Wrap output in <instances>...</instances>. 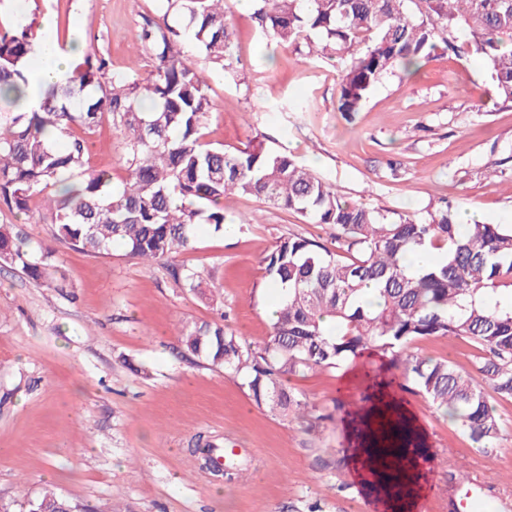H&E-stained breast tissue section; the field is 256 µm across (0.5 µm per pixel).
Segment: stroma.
Returning a JSON list of instances; mask_svg holds the SVG:
<instances>
[{
    "label": "stroma",
    "mask_w": 512,
    "mask_h": 512,
    "mask_svg": "<svg viewBox=\"0 0 512 512\" xmlns=\"http://www.w3.org/2000/svg\"><path fill=\"white\" fill-rule=\"evenodd\" d=\"M26 16L61 46L79 38L112 73L144 79L151 60L135 53L159 0H28ZM240 75L209 76L214 108L206 139L234 150L263 142L285 149L346 201L423 216L447 200L456 213L512 225V107L498 103L473 55L445 51L414 74L383 77L360 111L337 109L339 64L288 46L273 62L250 10L224 0ZM87 163L127 171L110 119L88 135ZM241 231L200 228L172 261L144 264L120 246L90 256L56 240L41 216L17 224L31 244L49 247L66 289L34 286L0 263V512H26L50 490L96 512H367L371 488L348 481L346 460L367 428L350 419L361 400H398L418 420L432 458L415 491L428 512H457L463 479L488 485L491 512H512V402L494 401L501 432L486 456L399 371L374 382L372 352L340 368L288 379L315 417H283L257 406L238 379L201 358L181 357L178 327L223 319L251 344L269 334L277 298L263 257L284 237L332 245L333 229L249 195L226 198ZM200 275L189 290L175 269ZM225 442L248 460L245 479L194 469L197 437ZM348 488H341V481Z\"/></svg>",
    "instance_id": "stroma-1"
}]
</instances>
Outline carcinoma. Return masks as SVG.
I'll return each mask as SVG.
<instances>
[{
    "mask_svg": "<svg viewBox=\"0 0 512 512\" xmlns=\"http://www.w3.org/2000/svg\"><path fill=\"white\" fill-rule=\"evenodd\" d=\"M161 20H146L139 42L153 62L143 81L110 71L86 55L72 72L28 101L29 62L39 40L28 25L0 32V203L19 213L49 212L56 239L88 255L113 245L144 262L169 261L193 247L201 226L230 232L224 199L247 194L294 211L336 234L332 250L305 237L276 242L263 258L283 291L270 333L253 345L214 323L180 328L185 353L203 356L241 380L259 406L283 416L309 413L290 376L337 369L374 349L443 408L459 430L492 454L500 422L481 381L512 401V225L475 222L463 230L448 205L427 217L383 214L343 200L335 187L292 155L259 142L229 151L205 141L213 103L211 73L238 77L234 32L224 0H162ZM179 23L171 24L169 16ZM259 33L277 45L304 44L309 56L349 59L337 109L357 112L380 80L410 72L439 44L479 57L498 99L512 107V0H252ZM465 32L456 45L455 33ZM123 143L125 179L86 167L85 137L103 117ZM427 248L442 261L420 272L407 256ZM47 247L31 249L14 224H0V262L38 286L65 288ZM376 305L361 301L364 287ZM448 337L474 347L473 368L413 351L419 341ZM52 493L27 501V512H69Z\"/></svg>",
    "mask_w": 512,
    "mask_h": 512,
    "instance_id": "1",
    "label": "carcinoma"
}]
</instances>
